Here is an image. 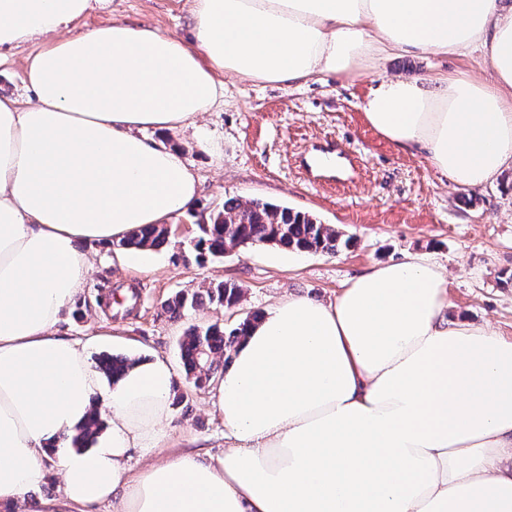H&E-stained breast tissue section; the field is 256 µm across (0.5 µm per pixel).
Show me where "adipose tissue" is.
I'll use <instances>...</instances> for the list:
<instances>
[{"mask_svg": "<svg viewBox=\"0 0 512 512\" xmlns=\"http://www.w3.org/2000/svg\"><path fill=\"white\" fill-rule=\"evenodd\" d=\"M92 0H0V50L32 46L33 102L0 97V505L15 512H512V341L448 320L417 254L333 300L289 293L247 330L210 398L224 451L165 450L162 358L104 380L62 312L90 245L171 223L199 178L148 133L189 131L223 77L356 79L388 53L483 52L490 77L381 79L361 103L394 146L480 187L512 163V9L499 0H193L190 37L115 21L63 35ZM85 448L63 447L90 414ZM149 463L136 469L130 451ZM62 485L39 496L50 469Z\"/></svg>", "mask_w": 512, "mask_h": 512, "instance_id": "ef3b65f1", "label": "adipose tissue"}]
</instances>
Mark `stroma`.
I'll return each mask as SVG.
<instances>
[{"mask_svg": "<svg viewBox=\"0 0 512 512\" xmlns=\"http://www.w3.org/2000/svg\"><path fill=\"white\" fill-rule=\"evenodd\" d=\"M192 0H94L81 26L113 20L143 22L189 36ZM485 77L481 53L441 58L388 57L378 71L348 82L328 75L306 85L224 81V101L199 124L219 143L221 159L200 151L190 133L150 134L152 142L180 146L199 176L193 210L169 226L166 247L127 252L118 262L111 244L94 245L95 267L83 292L62 315L65 337L88 342L89 359L103 354L180 362L178 342L194 325L233 329L248 314L266 312L286 293L326 300L377 262L409 253L427 255L448 273V318L488 324L512 340V166L492 182L462 188L435 172L418 153L400 150L363 120L360 102L379 77H428L443 73ZM331 139L350 155L348 171L311 180L300 156ZM261 199L314 215L349 246L336 254H296L274 245L236 248L220 259L197 261V226L225 200ZM232 281L242 288L233 309L205 305L170 317L164 302ZM168 448L201 456L224 450V423L208 402L207 388L176 373Z\"/></svg>", "mask_w": 512, "mask_h": 512, "instance_id": "1", "label": "stroma"}]
</instances>
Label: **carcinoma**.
Listing matches in <instances>:
<instances>
[{
  "label": "carcinoma",
  "instance_id": "1",
  "mask_svg": "<svg viewBox=\"0 0 512 512\" xmlns=\"http://www.w3.org/2000/svg\"><path fill=\"white\" fill-rule=\"evenodd\" d=\"M200 235L194 243L195 258L205 255L221 256L229 248H246L260 244H275L297 253L334 254L340 247V235L335 229L321 224L310 215L261 200L242 203L231 200L224 203L210 224L198 225ZM169 232L164 227L144 226L131 231L116 246L126 251L158 249L168 242ZM242 297V289L232 282H224L203 293L187 295L179 292L165 303L171 315L177 317L188 309L204 303L232 309ZM260 318L253 313L230 332L219 324L205 328L193 327L184 333L179 344V355L187 377L200 388L211 380L222 363L230 361L235 342ZM131 360L123 357L99 359V369L109 379L121 377ZM99 417L92 416L81 432L73 437L75 447L87 442L101 428Z\"/></svg>",
  "mask_w": 512,
  "mask_h": 512
}]
</instances>
